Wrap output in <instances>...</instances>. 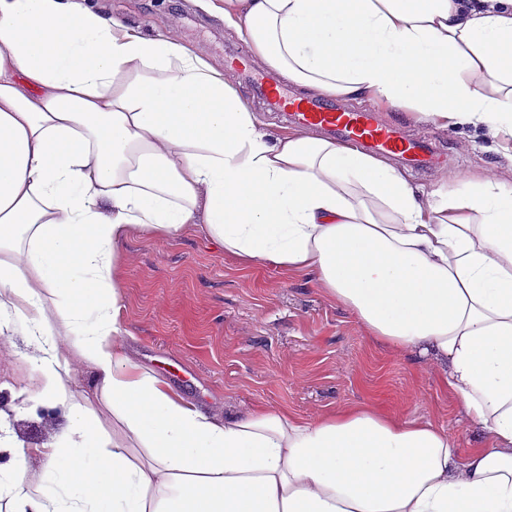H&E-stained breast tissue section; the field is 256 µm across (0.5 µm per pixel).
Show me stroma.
I'll list each match as a JSON object with an SVG mask.
<instances>
[{
	"instance_id": "stroma-1",
	"label": "stroma",
	"mask_w": 512,
	"mask_h": 512,
	"mask_svg": "<svg viewBox=\"0 0 512 512\" xmlns=\"http://www.w3.org/2000/svg\"><path fill=\"white\" fill-rule=\"evenodd\" d=\"M149 36L165 34L192 46L211 64L227 52L250 56L253 78L238 79L251 112L273 133L288 131L285 115L270 111L255 77L268 66L253 59L248 43L221 17L195 0H92ZM178 21L169 24L166 14ZM379 115L407 134L430 139L442 165L409 172L424 191L447 190L454 178L495 170L512 183V163L493 150L483 127L442 129L408 110L379 105ZM121 320L132 359L200 407L246 412L288 410L304 420L369 402L448 431L460 447L481 432L441 382L443 364L419 350L398 352L368 336L347 310L312 279L268 263L242 267L188 224L158 240L133 231L122 245ZM37 378L21 355L0 354V412L25 443L51 438L54 427L28 399Z\"/></svg>"
}]
</instances>
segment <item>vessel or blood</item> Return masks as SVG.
Segmentation results:
<instances>
[{
  "mask_svg": "<svg viewBox=\"0 0 512 512\" xmlns=\"http://www.w3.org/2000/svg\"><path fill=\"white\" fill-rule=\"evenodd\" d=\"M264 88L268 106L287 113L299 125L322 128L338 140L359 143L373 154L390 155L424 165L430 164L434 158L425 141L403 137L396 127L380 121L371 110H351L319 100H297L274 81L265 83Z\"/></svg>",
  "mask_w": 512,
  "mask_h": 512,
  "instance_id": "obj_1",
  "label": "vessel or blood"
}]
</instances>
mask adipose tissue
<instances>
[{
    "mask_svg": "<svg viewBox=\"0 0 512 512\" xmlns=\"http://www.w3.org/2000/svg\"><path fill=\"white\" fill-rule=\"evenodd\" d=\"M198 3L298 89L512 142V0ZM469 183L425 197L354 145L270 135L222 69L88 0H0V328L23 326L57 429L0 435V495L12 512H512V188ZM188 224L445 361L479 442L364 404L203 410L143 372L121 246ZM99 401L137 449L107 445Z\"/></svg>",
    "mask_w": 512,
    "mask_h": 512,
    "instance_id": "ef3b65f1",
    "label": "adipose tissue"
}]
</instances>
